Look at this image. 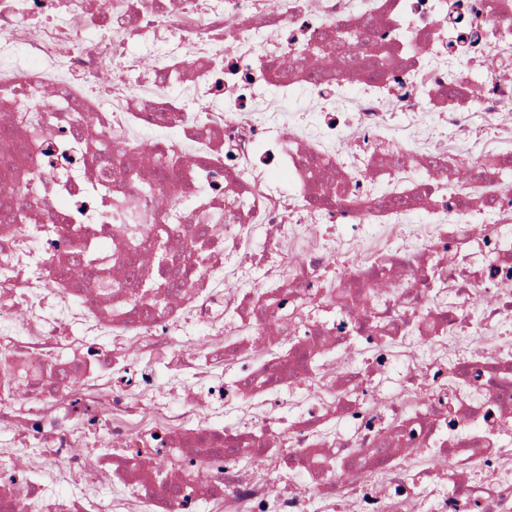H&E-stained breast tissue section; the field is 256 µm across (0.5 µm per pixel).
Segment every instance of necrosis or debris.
Listing matches in <instances>:
<instances>
[{"mask_svg": "<svg viewBox=\"0 0 512 512\" xmlns=\"http://www.w3.org/2000/svg\"><path fill=\"white\" fill-rule=\"evenodd\" d=\"M496 40L512 0H0V512H512V181L456 176L472 112L512 156Z\"/></svg>", "mask_w": 512, "mask_h": 512, "instance_id": "1", "label": "necrosis or debris"}]
</instances>
